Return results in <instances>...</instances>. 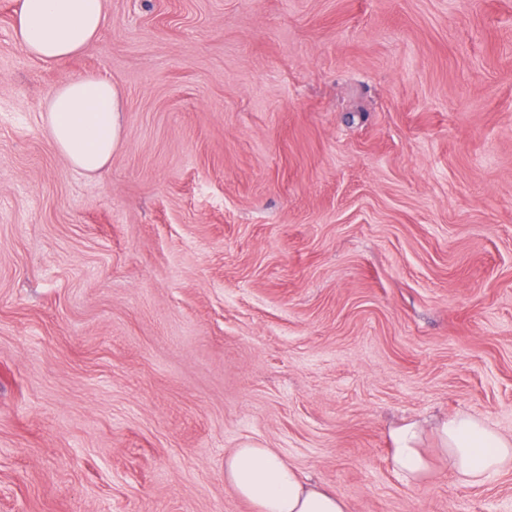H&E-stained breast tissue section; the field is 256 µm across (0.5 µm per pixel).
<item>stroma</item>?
Wrapping results in <instances>:
<instances>
[{
    "label": "stroma",
    "instance_id": "obj_1",
    "mask_svg": "<svg viewBox=\"0 0 512 512\" xmlns=\"http://www.w3.org/2000/svg\"><path fill=\"white\" fill-rule=\"evenodd\" d=\"M0 0V512H256L277 449L348 512H512L434 426L512 437V0H106L57 67ZM108 79V169L43 105ZM430 469L404 483L392 427ZM392 447L389 448V462L407 484H416L429 469V462L422 448H418L420 439L419 426L405 423L394 428L391 433Z\"/></svg>",
    "mask_w": 512,
    "mask_h": 512
}]
</instances>
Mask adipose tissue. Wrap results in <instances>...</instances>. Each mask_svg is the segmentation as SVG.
Here are the masks:
<instances>
[{"label": "adipose tissue", "instance_id": "1", "mask_svg": "<svg viewBox=\"0 0 512 512\" xmlns=\"http://www.w3.org/2000/svg\"><path fill=\"white\" fill-rule=\"evenodd\" d=\"M105 0H18L14 38L30 58L64 64L98 38ZM45 130L73 167L101 173L112 158L121 131L117 89L104 78L74 76L59 83L45 104ZM441 448L459 482L482 484L512 471V438L467 412L437 426ZM390 466L406 483L416 484L429 469L419 446L417 424L391 433ZM224 479L256 512H346L333 490L304 482L273 448L247 443L224 458Z\"/></svg>", "mask_w": 512, "mask_h": 512}]
</instances>
